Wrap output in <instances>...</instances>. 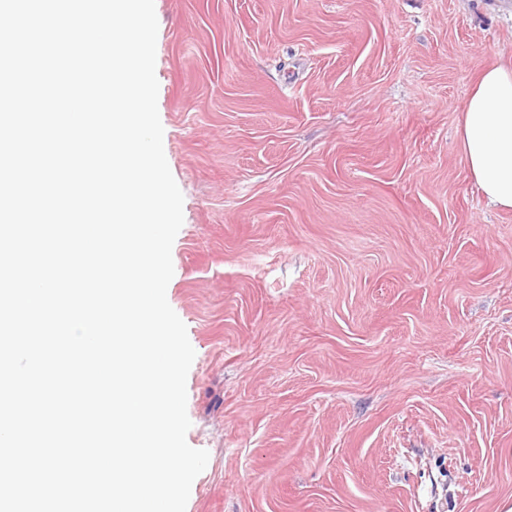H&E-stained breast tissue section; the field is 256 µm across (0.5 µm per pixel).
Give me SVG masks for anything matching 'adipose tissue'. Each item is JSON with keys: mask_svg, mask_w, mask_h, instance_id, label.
<instances>
[{"mask_svg": "<svg viewBox=\"0 0 512 512\" xmlns=\"http://www.w3.org/2000/svg\"><path fill=\"white\" fill-rule=\"evenodd\" d=\"M461 154L489 204L512 209V63L476 79L458 126Z\"/></svg>", "mask_w": 512, "mask_h": 512, "instance_id": "adipose-tissue-1", "label": "adipose tissue"}]
</instances>
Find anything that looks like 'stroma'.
Instances as JSON below:
<instances>
[{"instance_id":"35a3bbf8","label":"stroma","mask_w":512,"mask_h":512,"mask_svg":"<svg viewBox=\"0 0 512 512\" xmlns=\"http://www.w3.org/2000/svg\"><path fill=\"white\" fill-rule=\"evenodd\" d=\"M186 512H505L512 210L458 147L512 0H155Z\"/></svg>"}]
</instances>
